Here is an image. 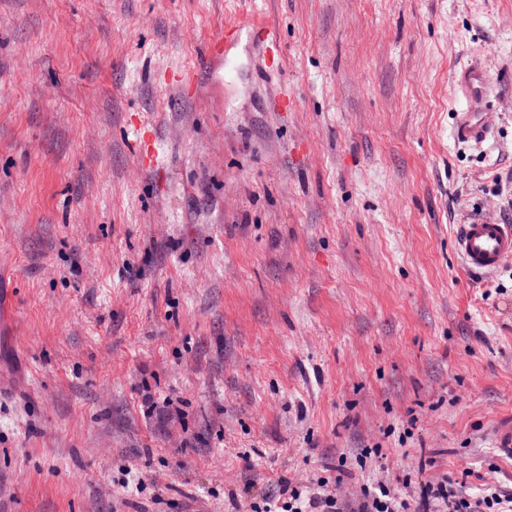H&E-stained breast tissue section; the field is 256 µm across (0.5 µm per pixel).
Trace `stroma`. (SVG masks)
<instances>
[{
    "mask_svg": "<svg viewBox=\"0 0 512 512\" xmlns=\"http://www.w3.org/2000/svg\"><path fill=\"white\" fill-rule=\"evenodd\" d=\"M509 74L512 0H0V512H247L342 455L512 491V261L454 249L512 224ZM238 31L239 27L229 28L225 26L224 30L211 36L206 42L205 51L198 63L199 67H202L203 63L211 66L215 62L224 59V51L228 44L233 42ZM455 85L458 94L465 100V106L456 112L455 136L465 143L481 142L490 133L485 117L492 82L477 60H472L456 76ZM455 246L468 272L490 274L512 259V224H461Z\"/></svg>",
    "mask_w": 512,
    "mask_h": 512,
    "instance_id": "35a3bbf8",
    "label": "stroma"
}]
</instances>
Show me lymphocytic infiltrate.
<instances>
[{
	"mask_svg": "<svg viewBox=\"0 0 512 512\" xmlns=\"http://www.w3.org/2000/svg\"><path fill=\"white\" fill-rule=\"evenodd\" d=\"M353 475L344 464L330 466L328 475L305 483L279 477L275 493L263 499L262 512H512V492L496 484H484L477 495L465 492L466 481L440 474L410 494L411 474H403L401 492L385 485L360 486L356 497L341 498L340 489L351 484Z\"/></svg>",
	"mask_w": 512,
	"mask_h": 512,
	"instance_id": "1",
	"label": "lymphocytic infiltrate"
}]
</instances>
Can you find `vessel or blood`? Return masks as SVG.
Wrapping results in <instances>:
<instances>
[{
  "label": "vessel or blood",
  "instance_id": "vessel-or-blood-1",
  "mask_svg": "<svg viewBox=\"0 0 512 512\" xmlns=\"http://www.w3.org/2000/svg\"><path fill=\"white\" fill-rule=\"evenodd\" d=\"M237 34L236 28H224L206 42L202 63L213 65L224 57L228 44ZM456 90L465 105L456 112L454 133L462 142L486 139L490 127L486 121L487 99L492 82L477 61H470L455 80ZM455 246L464 268L473 274L486 275L512 259V224L474 221L460 225Z\"/></svg>",
  "mask_w": 512,
  "mask_h": 512
}]
</instances>
